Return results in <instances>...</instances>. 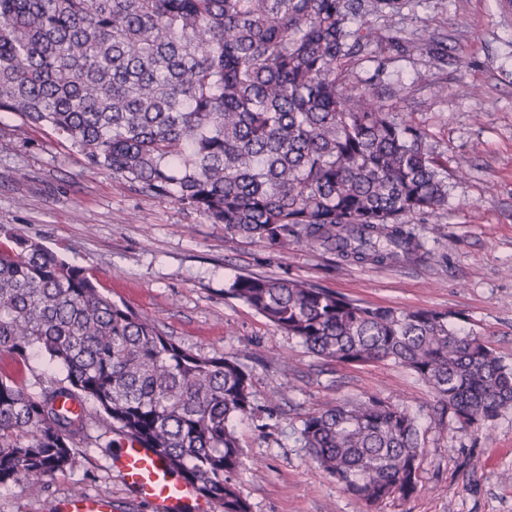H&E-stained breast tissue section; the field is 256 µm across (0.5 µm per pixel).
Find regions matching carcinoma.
Segmentation results:
<instances>
[{"instance_id": "cac0c4a2", "label": "carcinoma", "mask_w": 512, "mask_h": 512, "mask_svg": "<svg viewBox=\"0 0 512 512\" xmlns=\"http://www.w3.org/2000/svg\"><path fill=\"white\" fill-rule=\"evenodd\" d=\"M398 0H0V111L64 136L89 166L189 207L226 236L349 263L417 262L406 218L448 204L428 133L346 60L392 36L365 17ZM0 243V483L63 471L93 422L157 450L221 512H250L229 475L251 409L235 358L177 344L41 243ZM227 293L312 353L391 361L471 427L512 407V368L433 309L369 306L306 281L237 276ZM63 374L19 381L36 355ZM99 411L91 416L85 403ZM303 446L370 509L421 490L415 417L378 397L303 421Z\"/></svg>"}]
</instances>
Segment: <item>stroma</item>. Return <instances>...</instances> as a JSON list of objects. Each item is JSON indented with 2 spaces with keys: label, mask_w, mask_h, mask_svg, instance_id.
I'll use <instances>...</instances> for the list:
<instances>
[{
  "label": "stroma",
  "mask_w": 512,
  "mask_h": 512,
  "mask_svg": "<svg viewBox=\"0 0 512 512\" xmlns=\"http://www.w3.org/2000/svg\"><path fill=\"white\" fill-rule=\"evenodd\" d=\"M369 22L394 40L365 43L349 71L424 127L452 174L447 208L408 220L429 250L424 261L345 264L301 244L284 254L227 238L223 225L90 168L64 137L10 112H0V227L85 269L182 347L237 357L252 409L234 422L243 464L231 481L250 512H371L300 437L325 405L369 396L416 417L423 451L422 490L373 512H512V408L489 427L461 426L408 368L318 357L227 293L251 274L304 279L363 304L447 311L512 367V0H399ZM116 459L91 446L42 481L0 484V512H53L76 486L111 498L112 512H155Z\"/></svg>",
  "instance_id": "stroma-1"
}]
</instances>
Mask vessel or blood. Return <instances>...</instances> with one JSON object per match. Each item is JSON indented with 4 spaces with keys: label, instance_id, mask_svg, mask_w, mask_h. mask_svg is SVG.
<instances>
[{
    "label": "vessel or blood",
    "instance_id": "obj_1",
    "mask_svg": "<svg viewBox=\"0 0 512 512\" xmlns=\"http://www.w3.org/2000/svg\"><path fill=\"white\" fill-rule=\"evenodd\" d=\"M119 464L123 481L157 512H179L193 494L191 485L173 479L167 461L154 449L127 445ZM65 512H112V501L100 496L79 497L66 504Z\"/></svg>",
    "mask_w": 512,
    "mask_h": 512
}]
</instances>
